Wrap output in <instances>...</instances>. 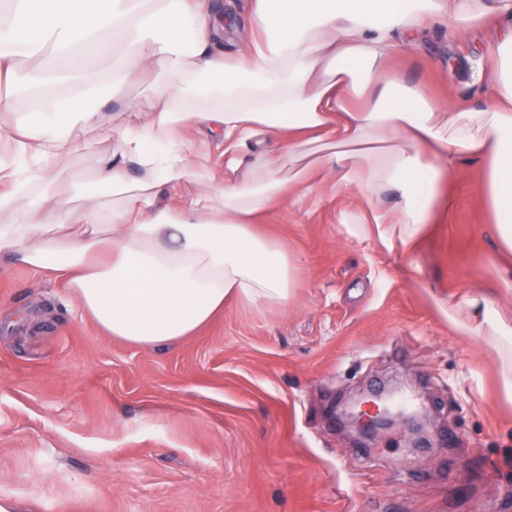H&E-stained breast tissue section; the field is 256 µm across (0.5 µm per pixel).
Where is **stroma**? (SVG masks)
I'll return each mask as SVG.
<instances>
[{
  "label": "stroma",
  "mask_w": 512,
  "mask_h": 512,
  "mask_svg": "<svg viewBox=\"0 0 512 512\" xmlns=\"http://www.w3.org/2000/svg\"><path fill=\"white\" fill-rule=\"evenodd\" d=\"M440 25L387 67L442 105L483 108L465 59L495 41ZM480 163L440 188L413 249L350 238L357 193L279 205L257 229L294 257L282 313L239 302L195 335L141 347L108 336L64 284L0 264V496L19 512H512V397L496 353L448 307L512 279ZM401 383L436 418L369 447L332 407Z\"/></svg>",
  "instance_id": "stroma-1"
}]
</instances>
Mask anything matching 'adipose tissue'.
<instances>
[{
	"instance_id": "1",
	"label": "adipose tissue",
	"mask_w": 512,
	"mask_h": 512,
	"mask_svg": "<svg viewBox=\"0 0 512 512\" xmlns=\"http://www.w3.org/2000/svg\"><path fill=\"white\" fill-rule=\"evenodd\" d=\"M7 6L0 83L30 93L34 109L0 98V254L63 280L114 338L175 343L232 300L287 310L300 268L254 231L269 209L358 192L373 208L344 211L349 233L409 246L431 222L438 180L468 161L487 165L512 250V0H249L234 52L213 0ZM430 18L456 40L497 25L467 59L492 106L437 104L385 67ZM134 84L147 93L127 100V122L91 108L106 88ZM80 133L116 146L64 189ZM390 190L400 205L376 208ZM459 307L454 326L495 350L512 395V318L486 294Z\"/></svg>"
}]
</instances>
